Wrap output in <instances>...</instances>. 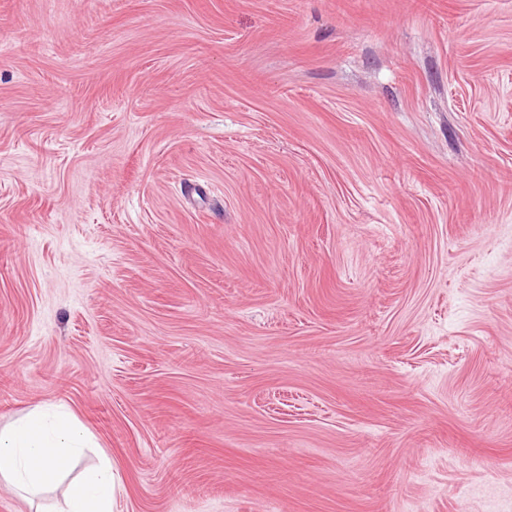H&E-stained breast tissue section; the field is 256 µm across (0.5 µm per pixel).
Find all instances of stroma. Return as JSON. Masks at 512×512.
Here are the masks:
<instances>
[{"label": "stroma", "instance_id": "1", "mask_svg": "<svg viewBox=\"0 0 512 512\" xmlns=\"http://www.w3.org/2000/svg\"><path fill=\"white\" fill-rule=\"evenodd\" d=\"M116 512H512V0H0V428ZM90 442L72 413L32 407L0 428V482L33 503L61 481L67 471L64 463L82 455ZM121 476L107 456L96 467L68 482L58 510L48 512H114Z\"/></svg>", "mask_w": 512, "mask_h": 512}]
</instances>
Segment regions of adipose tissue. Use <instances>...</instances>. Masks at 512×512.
<instances>
[{
    "label": "adipose tissue",
    "mask_w": 512,
    "mask_h": 512,
    "mask_svg": "<svg viewBox=\"0 0 512 512\" xmlns=\"http://www.w3.org/2000/svg\"><path fill=\"white\" fill-rule=\"evenodd\" d=\"M90 442L72 413L32 407L0 428V482L30 503L62 482L66 488L58 512H115L121 476L109 458L77 478H64L66 463L82 455Z\"/></svg>",
    "instance_id": "adipose-tissue-1"
}]
</instances>
